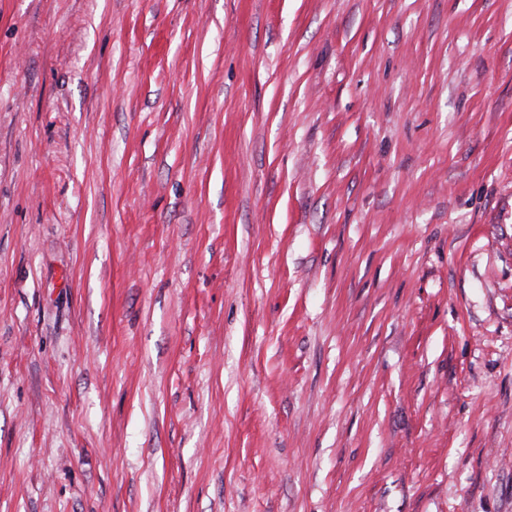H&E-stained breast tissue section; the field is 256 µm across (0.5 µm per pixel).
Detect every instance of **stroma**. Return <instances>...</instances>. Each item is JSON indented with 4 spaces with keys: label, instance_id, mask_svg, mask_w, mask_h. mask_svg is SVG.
I'll return each mask as SVG.
<instances>
[{
    "label": "stroma",
    "instance_id": "35a3bbf8",
    "mask_svg": "<svg viewBox=\"0 0 512 512\" xmlns=\"http://www.w3.org/2000/svg\"><path fill=\"white\" fill-rule=\"evenodd\" d=\"M0 512H512V0H0Z\"/></svg>",
    "mask_w": 512,
    "mask_h": 512
}]
</instances>
